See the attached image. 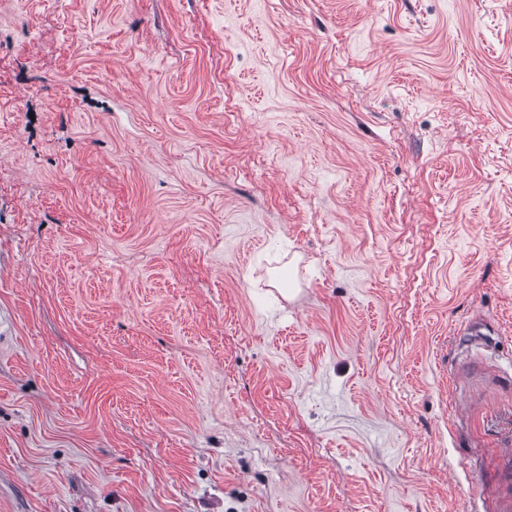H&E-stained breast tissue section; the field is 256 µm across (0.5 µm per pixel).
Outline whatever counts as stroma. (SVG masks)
<instances>
[{
    "label": "stroma",
    "mask_w": 512,
    "mask_h": 512,
    "mask_svg": "<svg viewBox=\"0 0 512 512\" xmlns=\"http://www.w3.org/2000/svg\"><path fill=\"white\" fill-rule=\"evenodd\" d=\"M0 512H512V0H0Z\"/></svg>",
    "instance_id": "1"
}]
</instances>
